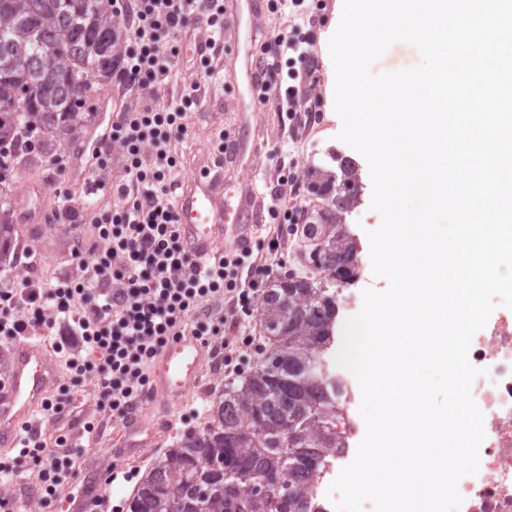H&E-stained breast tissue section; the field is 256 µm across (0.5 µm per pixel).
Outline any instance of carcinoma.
Here are the masks:
<instances>
[{
	"label": "carcinoma",
	"mask_w": 512,
	"mask_h": 512,
	"mask_svg": "<svg viewBox=\"0 0 512 512\" xmlns=\"http://www.w3.org/2000/svg\"><path fill=\"white\" fill-rule=\"evenodd\" d=\"M112 0H0V149L16 132L39 134L43 150L78 142L88 109L122 56ZM307 186L319 200L301 226L305 261L318 275L287 276L263 296V362L212 404L213 424L184 435L146 473L127 512H322L310 494L321 468L343 453L337 429L345 386L328 370L339 311L336 293L354 281L358 248L346 222L362 192L359 168L332 154ZM0 179V266L16 232ZM236 476L224 480V467ZM276 473L280 490L254 489Z\"/></svg>",
	"instance_id": "cac0c4a2"
}]
</instances>
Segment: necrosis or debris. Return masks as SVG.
Returning <instances> with one entry per match:
<instances>
[{"label": "necrosis or debris", "instance_id": "necrosis-or-debris-1", "mask_svg": "<svg viewBox=\"0 0 512 512\" xmlns=\"http://www.w3.org/2000/svg\"><path fill=\"white\" fill-rule=\"evenodd\" d=\"M469 358L482 368L471 387L486 438L477 474L460 479L459 512H512V310L499 307L473 338Z\"/></svg>", "mask_w": 512, "mask_h": 512}]
</instances>
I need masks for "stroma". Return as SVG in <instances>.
Instances as JSON below:
<instances>
[{"label":"stroma","instance_id":"obj_1","mask_svg":"<svg viewBox=\"0 0 512 512\" xmlns=\"http://www.w3.org/2000/svg\"><path fill=\"white\" fill-rule=\"evenodd\" d=\"M342 0H304L298 7L267 8L260 14L242 10L234 22L225 23L222 46L216 49L210 66L196 62L178 41L179 64L162 83L155 101L162 104L180 99L185 88L198 84L199 100L185 112L186 140L176 142L186 174L204 169L217 155L220 135H233L241 126H250L258 152L243 150L234 162L224 165L225 195H246L257 220L252 231L254 258L276 252L275 276L305 273L302 254L306 244L293 225L268 212L270 193L277 186L283 165H291L297 177L298 195L304 209H312L315 199L307 191L306 173L311 165L327 162L336 151L354 160L361 173L364 193L360 206L348 221L359 243L360 272L356 282L340 289V297L362 298L365 290L385 291L388 282L374 276L371 269L368 233L381 223L372 210L373 186L366 159L338 135L343 123L334 108L335 71L328 41L341 18ZM299 30L312 49L318 64L309 78L305 96L310 99L323 124L306 122L304 115L289 116L282 106L278 87L270 88L265 100L254 110H245L241 80L244 54L260 51L274 31ZM143 95L123 93L118 81H111L90 107L92 115L78 145L65 153L43 152L17 146L11 165V179L5 189L14 201L17 233L15 252L29 248V265L19 264L14 254L0 265V287L21 279L56 282L78 278L67 251L71 240L83 237L86 244L102 247L93 228V217L114 209L112 187L125 177L123 149L104 138L110 110H137ZM105 158L106 175L94 173L97 158ZM259 300L236 307L226 314L223 293L199 302L193 316L219 324L232 343L230 356L237 372L224 371L223 360L207 359L199 387L191 388L172 405V428L158 434L156 445L141 449L139 433L128 422L112 418L98 403L93 381L74 388L73 403L61 410L37 409L34 438L45 447L67 440L76 448L73 466L56 497L44 498L38 483L39 462L23 445L0 447V460H21L6 484L5 498L10 512H127V504L145 472L167 449L176 447L182 436L201 431L211 423L210 408L226 384L239 381L263 359L266 340L259 320Z\"/></svg>","mask_w":512,"mask_h":512}]
</instances>
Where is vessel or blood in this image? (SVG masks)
Segmentation results:
<instances>
[{
  "mask_svg": "<svg viewBox=\"0 0 512 512\" xmlns=\"http://www.w3.org/2000/svg\"><path fill=\"white\" fill-rule=\"evenodd\" d=\"M221 173L201 171L184 180L175 198V211L187 251L206 261L216 247L247 248L251 245L252 213L245 200L231 202L224 195ZM205 342L192 336L173 337L156 361L151 397L162 398V419H169L170 405L186 388L197 384L207 357ZM56 380L51 353L24 337L10 350V365L0 377V447H14L24 429L32 428V417Z\"/></svg>",
  "mask_w": 512,
  "mask_h": 512,
  "instance_id": "1",
  "label": "vessel or blood"
}]
</instances>
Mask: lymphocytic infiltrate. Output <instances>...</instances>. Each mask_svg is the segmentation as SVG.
Wrapping results in <instances>:
<instances>
[{
  "mask_svg": "<svg viewBox=\"0 0 512 512\" xmlns=\"http://www.w3.org/2000/svg\"><path fill=\"white\" fill-rule=\"evenodd\" d=\"M197 0H113L114 13L126 16V48L116 73L128 89L152 93L173 70L177 40L198 13ZM186 92L174 105L117 113L112 137L125 156V179L114 193L123 205L97 221L105 246L85 248L75 239L69 255L82 275L54 285L25 279L0 288V336L11 339L62 326L66 343L90 345L94 358H71L73 384L96 382L100 406L125 417L148 383L144 367L176 336L198 302L219 290L235 291L243 271L270 276L274 261L253 262L234 249L199 266L183 248L166 179L178 161L172 142L185 139ZM40 486L54 497L70 467L72 448L34 444Z\"/></svg>",
  "mask_w": 512,
  "mask_h": 512,
  "instance_id": "1",
  "label": "lymphocytic infiltrate"
}]
</instances>
